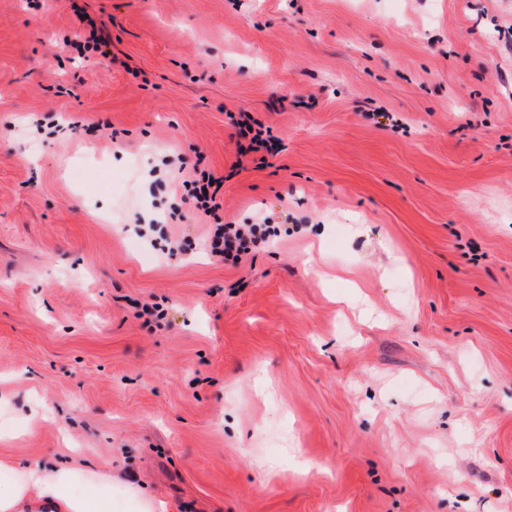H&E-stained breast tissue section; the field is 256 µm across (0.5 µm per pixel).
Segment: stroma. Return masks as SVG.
Segmentation results:
<instances>
[{"label": "stroma", "mask_w": 512, "mask_h": 512, "mask_svg": "<svg viewBox=\"0 0 512 512\" xmlns=\"http://www.w3.org/2000/svg\"><path fill=\"white\" fill-rule=\"evenodd\" d=\"M197 167L295 232L211 255ZM0 457L167 512H512V0H0ZM228 117L232 120V123L239 129L238 134L243 136L246 132L255 131V134L251 137V145L249 146V150H258L259 147H263L267 143L270 142V139L273 137L270 135L269 129H264L263 125L256 120L252 119L249 115L244 114L240 115V118L245 117L242 121L240 119L234 120V116L228 113ZM248 121H252L253 124L257 125L258 128L253 129L252 124L248 123ZM266 134V138H263L262 135ZM253 143L258 144L256 147H253Z\"/></svg>", "instance_id": "1"}]
</instances>
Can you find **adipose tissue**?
I'll list each match as a JSON object with an SVG mask.
<instances>
[{"mask_svg": "<svg viewBox=\"0 0 512 512\" xmlns=\"http://www.w3.org/2000/svg\"><path fill=\"white\" fill-rule=\"evenodd\" d=\"M0 512H112V501L97 488V475L87 472L82 491L71 485L65 468L17 467L0 459Z\"/></svg>", "mask_w": 512, "mask_h": 512, "instance_id": "ef3b65f1", "label": "adipose tissue"}]
</instances>
